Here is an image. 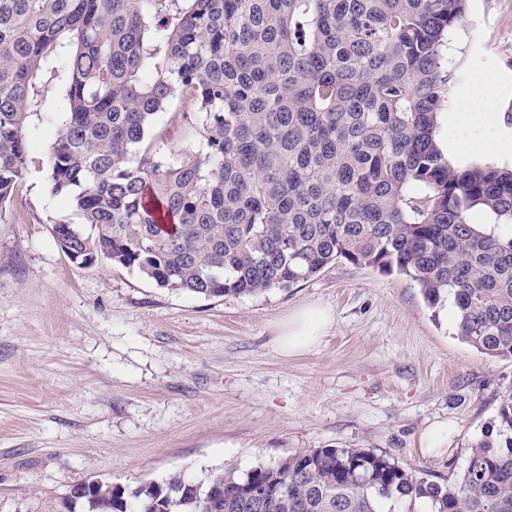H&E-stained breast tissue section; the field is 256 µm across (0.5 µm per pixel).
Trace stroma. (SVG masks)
I'll return each instance as SVG.
<instances>
[{
	"instance_id": "stroma-1",
	"label": "stroma",
	"mask_w": 512,
	"mask_h": 512,
	"mask_svg": "<svg viewBox=\"0 0 512 512\" xmlns=\"http://www.w3.org/2000/svg\"><path fill=\"white\" fill-rule=\"evenodd\" d=\"M449 43V95L496 76L512 128V0H469ZM51 137L47 122L34 132L19 200L0 210V512H64L92 476L202 480L312 448H369L445 482L496 436L512 358L463 343L455 309L406 276L343 260L287 289L204 298L70 261L51 231L74 218L45 179ZM306 305L335 322L284 355L275 327Z\"/></svg>"
}]
</instances>
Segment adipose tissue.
Returning <instances> with one entry per match:
<instances>
[{"mask_svg": "<svg viewBox=\"0 0 512 512\" xmlns=\"http://www.w3.org/2000/svg\"><path fill=\"white\" fill-rule=\"evenodd\" d=\"M496 99L495 78L479 75L463 98L452 101L446 147L451 165L464 168L484 156L512 154V129L503 125ZM333 323L334 315L328 308L298 309L277 326L275 343L286 355L309 349L319 343Z\"/></svg>", "mask_w": 512, "mask_h": 512, "instance_id": "ef3b65f1", "label": "adipose tissue"}]
</instances>
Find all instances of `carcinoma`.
<instances>
[{
    "label": "carcinoma",
    "mask_w": 512,
    "mask_h": 512,
    "mask_svg": "<svg viewBox=\"0 0 512 512\" xmlns=\"http://www.w3.org/2000/svg\"><path fill=\"white\" fill-rule=\"evenodd\" d=\"M467 0H0V208L29 133L57 115L45 169L80 225L72 261L120 265L204 297L307 281L339 260L396 272L458 338L512 357V168L451 166L437 140L443 49ZM187 101L185 111L175 102ZM194 148H165L162 114ZM502 444L478 440L448 483L367 448H313L243 476L93 478L81 512H512V389Z\"/></svg>",
    "instance_id": "cac0c4a2"
}]
</instances>
